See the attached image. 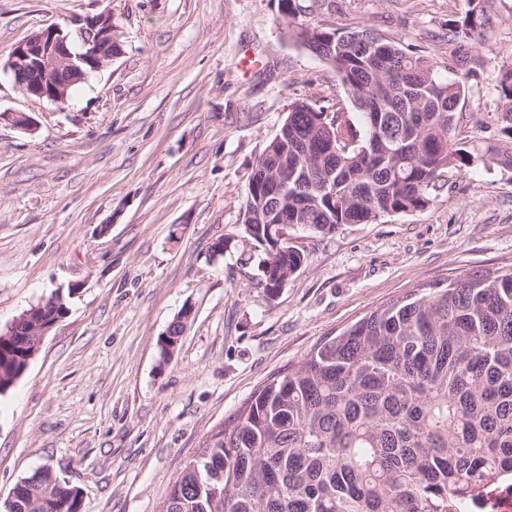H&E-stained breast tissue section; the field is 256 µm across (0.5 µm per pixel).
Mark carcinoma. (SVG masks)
Segmentation results:
<instances>
[{"label": "carcinoma", "mask_w": 512, "mask_h": 512, "mask_svg": "<svg viewBox=\"0 0 512 512\" xmlns=\"http://www.w3.org/2000/svg\"><path fill=\"white\" fill-rule=\"evenodd\" d=\"M450 32L480 35L478 6ZM283 35L329 65L347 97L290 106L247 179L236 236L255 248L275 224L330 233L428 208L486 156L512 167V65L496 80L497 137L456 135L468 90L437 63L370 28L299 20L280 0ZM357 111L363 129L350 111ZM307 254H264L271 296ZM41 337L0 331V394ZM512 475V267L419 286L381 304L261 385L206 437L158 512H451ZM0 512H81L80 491L45 466L19 480Z\"/></svg>", "instance_id": "1"}]
</instances>
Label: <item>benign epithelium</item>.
<instances>
[{"label": "benign epithelium", "mask_w": 512, "mask_h": 512, "mask_svg": "<svg viewBox=\"0 0 512 512\" xmlns=\"http://www.w3.org/2000/svg\"><path fill=\"white\" fill-rule=\"evenodd\" d=\"M119 36L112 13L74 17L67 31L54 26L15 45L0 70L10 74L17 89L30 98L64 103L68 90L116 58L112 45ZM60 318L52 305L34 306L4 330L7 336H46Z\"/></svg>", "instance_id": "1"}]
</instances>
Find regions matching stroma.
<instances>
[{
  "mask_svg": "<svg viewBox=\"0 0 512 512\" xmlns=\"http://www.w3.org/2000/svg\"><path fill=\"white\" fill-rule=\"evenodd\" d=\"M296 4L302 21L372 28L435 58L471 89L460 139L496 134L512 0H484L478 42L449 32L468 0ZM105 10L123 52L67 104L32 100L0 72V328L79 287L0 395V500L48 465L82 512H157L205 437L322 339L420 284L511 267L512 169L487 159L449 171L426 210L299 232L308 265L269 297L260 251L232 237L247 177L294 99L326 105L344 87L284 37L279 0H0V59ZM187 306L161 363L158 340Z\"/></svg>",
  "mask_w": 512,
  "mask_h": 512,
  "instance_id": "35a3bbf8",
  "label": "stroma"
}]
</instances>
